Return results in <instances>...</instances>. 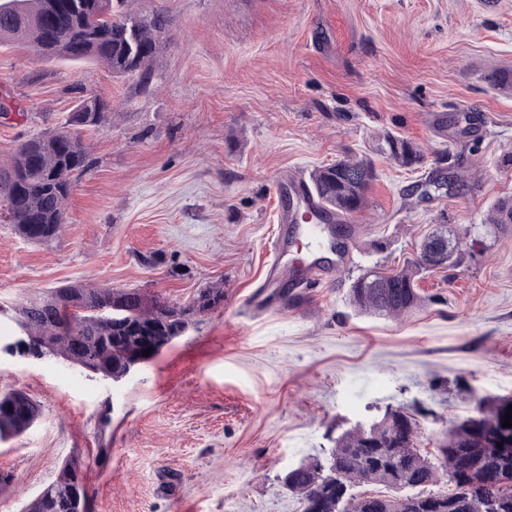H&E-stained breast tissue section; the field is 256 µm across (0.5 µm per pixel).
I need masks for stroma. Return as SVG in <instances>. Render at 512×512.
<instances>
[{
    "mask_svg": "<svg viewBox=\"0 0 512 512\" xmlns=\"http://www.w3.org/2000/svg\"><path fill=\"white\" fill-rule=\"evenodd\" d=\"M170 25L141 84L100 62L47 60L0 44V166L60 127L93 92L110 101L84 131L65 223L26 241L0 220V305L64 284L137 288L187 304L224 299L122 382L63 361L0 357V394L42 416L0 442L21 512L69 460L92 512H302L281 477L337 436L403 407L416 448L441 447L480 399L512 395V0H134ZM418 146L399 166L384 138ZM344 158L373 163L368 204L329 282L274 296L271 242L285 235L276 180ZM455 163L451 194L414 186ZM471 231L460 264L422 273L403 319L357 314L349 288L397 269L438 225ZM286 236V235H285Z\"/></svg>",
    "mask_w": 512,
    "mask_h": 512,
    "instance_id": "stroma-1",
    "label": "stroma"
}]
</instances>
